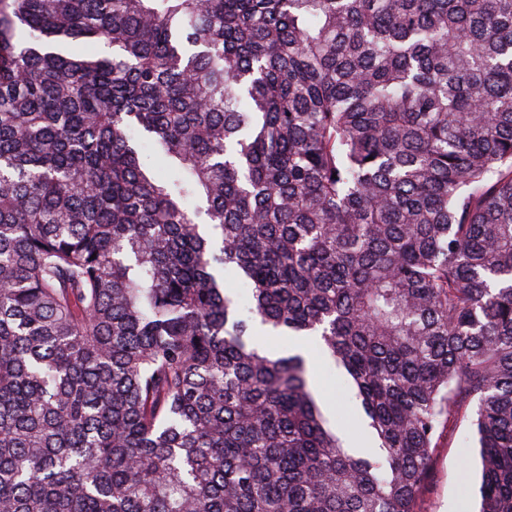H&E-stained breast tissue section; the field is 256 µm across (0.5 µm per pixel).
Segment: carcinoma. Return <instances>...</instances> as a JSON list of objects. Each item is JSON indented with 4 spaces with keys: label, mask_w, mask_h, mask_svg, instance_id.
<instances>
[{
    "label": "carcinoma",
    "mask_w": 512,
    "mask_h": 512,
    "mask_svg": "<svg viewBox=\"0 0 512 512\" xmlns=\"http://www.w3.org/2000/svg\"><path fill=\"white\" fill-rule=\"evenodd\" d=\"M467 413L512 512V0H0V512H418ZM309 356L314 368V392L321 400L324 411L331 420L339 415L349 424L343 435L345 446H348L345 440L347 436L348 444L359 439L364 446H373L368 433V440L359 434L364 415L347 383L337 375L331 361L325 362L320 357L315 345L311 347Z\"/></svg>",
    "instance_id": "cac0c4a2"
}]
</instances>
